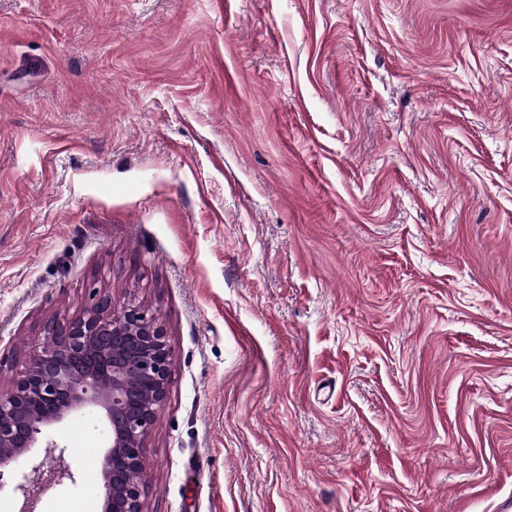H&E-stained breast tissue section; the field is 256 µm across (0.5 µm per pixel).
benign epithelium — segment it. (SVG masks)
<instances>
[{
	"label": "benign epithelium",
	"mask_w": 512,
	"mask_h": 512,
	"mask_svg": "<svg viewBox=\"0 0 512 512\" xmlns=\"http://www.w3.org/2000/svg\"><path fill=\"white\" fill-rule=\"evenodd\" d=\"M46 342L20 375L0 388V489L37 512L46 490L75 475L55 427L88 408L106 424L101 512H144L142 459L166 398L172 354L166 332L148 309L116 307L108 291L89 286L83 311L44 326ZM30 472L9 468L28 454Z\"/></svg>",
	"instance_id": "1"
}]
</instances>
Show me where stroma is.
Listing matches in <instances>:
<instances>
[{"mask_svg":"<svg viewBox=\"0 0 512 512\" xmlns=\"http://www.w3.org/2000/svg\"><path fill=\"white\" fill-rule=\"evenodd\" d=\"M93 281L172 353L145 512H498L512 0H0V387Z\"/></svg>","mask_w":512,"mask_h":512,"instance_id":"obj_1","label":"stroma"}]
</instances>
